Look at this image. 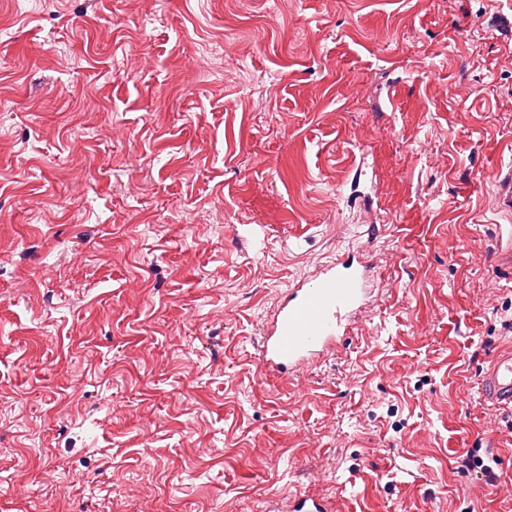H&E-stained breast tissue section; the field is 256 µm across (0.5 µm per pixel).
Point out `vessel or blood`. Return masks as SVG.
<instances>
[{
  "mask_svg": "<svg viewBox=\"0 0 512 512\" xmlns=\"http://www.w3.org/2000/svg\"><path fill=\"white\" fill-rule=\"evenodd\" d=\"M500 278L512 281V231L495 253ZM370 267L345 253L323 266L307 285L288 289L264 325L259 363L268 374L293 377L335 351L349 322L364 312ZM479 399L512 411V348L497 353L480 372ZM272 512H335L332 502L309 493L277 499Z\"/></svg>",
  "mask_w": 512,
  "mask_h": 512,
  "instance_id": "obj_1",
  "label": "vessel or blood"
}]
</instances>
